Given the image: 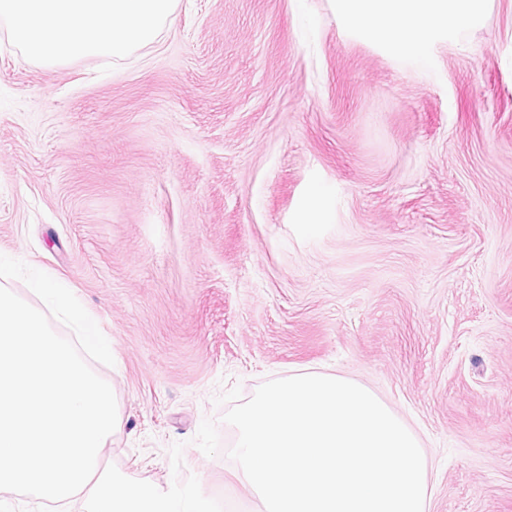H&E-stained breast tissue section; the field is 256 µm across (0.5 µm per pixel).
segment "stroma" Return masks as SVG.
I'll list each match as a JSON object with an SVG mask.
<instances>
[{
	"instance_id": "stroma-1",
	"label": "stroma",
	"mask_w": 512,
	"mask_h": 512,
	"mask_svg": "<svg viewBox=\"0 0 512 512\" xmlns=\"http://www.w3.org/2000/svg\"><path fill=\"white\" fill-rule=\"evenodd\" d=\"M0 254L111 342L124 476L262 512L214 399L319 372L415 431L428 512H512V0L419 76L330 0H179L60 66L0 25Z\"/></svg>"
}]
</instances>
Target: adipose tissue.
<instances>
[{"label": "adipose tissue", "instance_id": "obj_1", "mask_svg": "<svg viewBox=\"0 0 512 512\" xmlns=\"http://www.w3.org/2000/svg\"><path fill=\"white\" fill-rule=\"evenodd\" d=\"M178 0H0V20L24 54L50 64L126 57L156 41ZM489 0H332L347 31L377 41L411 73L433 46L480 27Z\"/></svg>", "mask_w": 512, "mask_h": 512}]
</instances>
